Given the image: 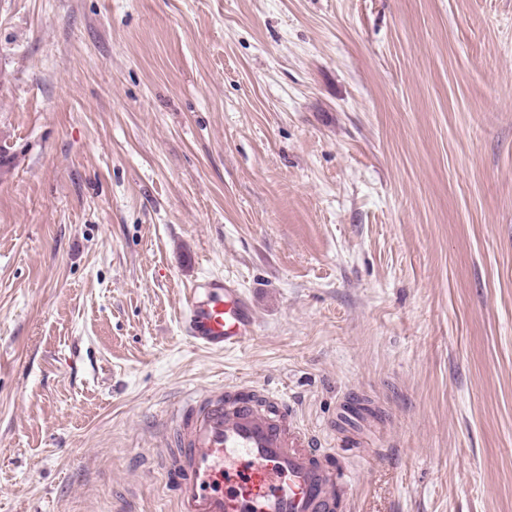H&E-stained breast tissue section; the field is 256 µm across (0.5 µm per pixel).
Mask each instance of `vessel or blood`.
<instances>
[{
  "instance_id": "obj_1",
  "label": "vessel or blood",
  "mask_w": 512,
  "mask_h": 512,
  "mask_svg": "<svg viewBox=\"0 0 512 512\" xmlns=\"http://www.w3.org/2000/svg\"><path fill=\"white\" fill-rule=\"evenodd\" d=\"M183 329L196 344L228 351L256 333L236 283L210 277L185 299ZM164 445L175 512H338L355 472L304 429L276 389L249 381L188 394Z\"/></svg>"
}]
</instances>
